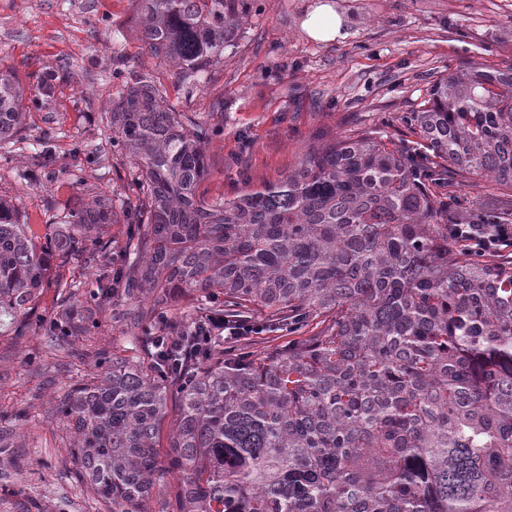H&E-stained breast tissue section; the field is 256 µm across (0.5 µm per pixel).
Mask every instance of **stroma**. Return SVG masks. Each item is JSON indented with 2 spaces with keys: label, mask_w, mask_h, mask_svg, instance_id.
I'll use <instances>...</instances> for the list:
<instances>
[{
  "label": "stroma",
  "mask_w": 512,
  "mask_h": 512,
  "mask_svg": "<svg viewBox=\"0 0 512 512\" xmlns=\"http://www.w3.org/2000/svg\"><path fill=\"white\" fill-rule=\"evenodd\" d=\"M344 19L346 38L310 39L303 23L319 4ZM241 35L204 76L186 80L150 56L134 0H0V72L25 90L17 135L0 141V197L20 223L44 235L73 210L126 200L133 165L112 145L102 119L127 78L155 85L167 107L208 128V200L272 184L299 167L308 144L362 131L413 142L403 122L443 74L472 63L512 67V0H248ZM123 56V76L112 59ZM52 149L51 178H25L31 157ZM77 258L58 261L27 317L25 335L0 334V414L25 410L14 439L18 466L0 460V512H21L22 496L42 512H111V500L77 475L63 446L66 427L52 403L86 383L83 368L43 326L81 310L87 335L77 349L125 346L145 357L148 337L123 332L118 312L57 298L54 280Z\"/></svg>",
  "instance_id": "35a3bbf8"
}]
</instances>
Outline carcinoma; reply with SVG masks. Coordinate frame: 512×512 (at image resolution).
<instances>
[{
	"label": "carcinoma",
	"instance_id": "obj_1",
	"mask_svg": "<svg viewBox=\"0 0 512 512\" xmlns=\"http://www.w3.org/2000/svg\"><path fill=\"white\" fill-rule=\"evenodd\" d=\"M151 56L197 75L224 58L245 0H135ZM23 90L0 74V140L17 132ZM112 142L137 174L127 246L111 280L73 272L64 300L186 297L230 323L256 318L308 335L264 352L214 342L188 373L155 351L131 362L81 353L89 384L59 395L65 448L112 512H512V253L472 255L454 224H506L512 210L464 215L432 187L448 168L512 189V67L440 77L406 117L423 155L361 132L310 148L261 190L209 202L208 130L165 108L138 79L112 106ZM116 223L99 200L34 241L0 201V326L17 336L56 256L90 266ZM158 329L150 308L127 316ZM67 342L87 328L46 326ZM179 382L170 450L157 436Z\"/></svg>",
	"mask_w": 512,
	"mask_h": 512
}]
</instances>
